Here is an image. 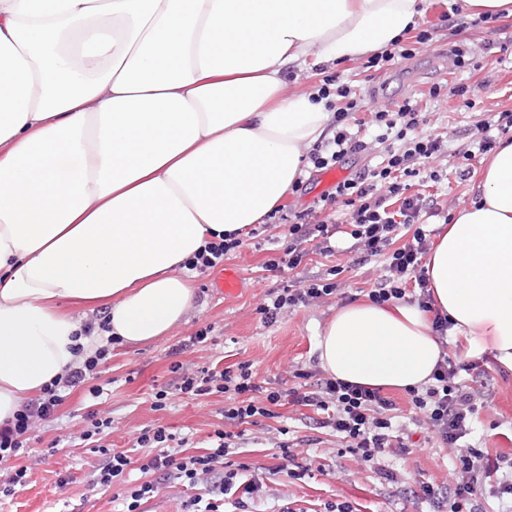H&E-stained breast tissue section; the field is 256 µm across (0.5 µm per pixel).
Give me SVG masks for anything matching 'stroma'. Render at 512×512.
<instances>
[{
    "mask_svg": "<svg viewBox=\"0 0 512 512\" xmlns=\"http://www.w3.org/2000/svg\"><path fill=\"white\" fill-rule=\"evenodd\" d=\"M449 0H429V6L418 26L432 30L433 40L412 57L394 58L378 71L367 68L365 60L323 64L316 67L288 65L285 76L289 88L317 91L329 75L340 76L362 94V121L359 136L366 143L365 151L350 156L338 168L352 176L379 162L384 150L375 140L376 112L394 108L403 99H420L422 92L436 83H447L446 96L428 102L423 124L425 135H438L448 142V154L430 160L433 168L446 170L447 180L424 188L426 199L436 200L441 216L429 218L426 230L438 231L444 214L470 200L471 178L474 171L486 166V159L473 160L460 166L456 150L469 147L483 136L485 123L500 112L512 111V15L475 29L451 31L440 25L439 17ZM464 41L471 49L473 68L457 69L446 49L450 40ZM339 249L335 257L344 271L337 278L340 291L323 303L302 307L280 318L272 325L260 321L256 312L266 291L277 278L297 280L322 273L321 264L311 261L294 270H283L273 276L267 264L278 260L280 253L272 244L256 249L250 237H243L241 247L226 259V266L235 268L240 276L238 291L227 296L214 286L216 270L194 273L197 299L187 316L169 333L151 341L132 345L118 344L99 379L106 392L99 409L112 420V432L102 443L110 448L128 451L140 458L142 449L135 442L139 431L160 423L178 429L194 445H201L222 419V396L190 397L171 393L167 408H151L152 388L169 381V366L179 361L188 365L218 362L228 366L239 361L251 363L258 379L277 382L295 367L317 369L320 366L317 340L325 326L343 305V296L357 295L359 290L372 288L383 274L381 260L355 264L350 253L348 235H338ZM214 325L216 342L186 352H178L180 341L187 339L205 325ZM487 383L492 400L480 412L478 436L487 438L489 447L510 448L512 441V370L485 360ZM85 391L76 389L66 397L56 417L50 422H38L36 438L28 457L21 463L28 468V482L13 499L0 503V512H118L111 491L90 488L86 477L98 466L100 454L84 448L79 437L85 427ZM274 436L256 430L249 452L239 459L249 465L254 479L262 488L256 497V512H274L283 500L294 501L303 512H321L328 501H347L356 512H430L429 503L414 500L410 490L416 480L427 478L439 484L454 480L448 449L436 441H420L407 459L389 460L390 469L399 472V482L378 478L369 469L358 466L347 457H338L339 440L322 436L319 444L310 446L309 457L314 463L325 464V471L292 480L285 475L267 477L266 467L274 463ZM69 471L73 477L66 489H59V472Z\"/></svg>",
    "mask_w": 512,
    "mask_h": 512,
    "instance_id": "stroma-1",
    "label": "stroma"
}]
</instances>
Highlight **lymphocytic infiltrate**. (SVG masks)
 Instances as JSON below:
<instances>
[{
  "label": "lymphocytic infiltrate",
  "instance_id": "f902f5d3",
  "mask_svg": "<svg viewBox=\"0 0 512 512\" xmlns=\"http://www.w3.org/2000/svg\"><path fill=\"white\" fill-rule=\"evenodd\" d=\"M322 97L330 94L345 98L344 108L336 114V133L332 140L317 145L309 155L316 172L335 168L344 157L364 152L363 140L350 132L346 119L357 108V93L348 84L321 87ZM422 119L418 103L406 100L395 109L377 113V139L388 146L381 162L358 175L336 183L304 210L295 213L293 222L276 216V223H287L288 239L284 241L280 260L270 263V270L280 266L297 268L311 255L328 259L336 254V236L344 232L352 240V251L364 259L379 258L384 275L368 299L378 305L397 301L417 304L432 315V330L439 340H447L452 323L436 313L421 266L424 255L434 243L421 224L429 210L421 194L412 193L410 181L438 184L444 173L435 168L418 169V160H428L447 153L448 146L437 136H421L417 128ZM347 209L343 224L327 220L325 213L334 205ZM342 266L329 267L325 274L303 280H289L269 288L258 313L263 322L273 323L301 307L319 304L336 294L335 278ZM115 343L107 338L83 362L67 368L34 398L25 401L12 418L0 422V498L15 495L27 484L26 468L16 466L34 439L36 421L50 419L64 400V392L80 384H88L86 398L97 401L104 393L94 380L100 365L105 364ZM173 375L171 388H160L152 398V408L164 410L169 389L192 396L223 395L221 427L209 434L202 451L188 450L187 438L177 437L169 427L153 424L144 427L137 447L147 454L137 463L145 481L129 484L126 476L132 463L127 451L102 446L103 434L111 432V418L88 409L80 439L105 461L90 480L92 486L121 490L125 512H142L143 505L154 498L162 479L173 477L194 488L210 485L209 501L192 496L183 512H222L232 504L233 512H250L251 495L259 490L255 481L245 479L247 466L235 461L241 445L249 441L251 428L262 420L277 418V410L286 405L310 408L320 419V428L340 437L345 451L362 466L377 470L380 477L396 480L395 472L381 468L387 456L406 458L411 450L400 436L398 420L403 408L424 414L429 431L440 447L456 449L454 483L439 485L419 482L414 498L433 505L435 512H481L482 501L497 500L512 510V456L487 448L473 434L489 398L487 372L476 362H465L443 356L435 369L431 384L405 391L406 405L398 407L391 397L378 389H368L297 368L290 371L289 387H267L255 380L252 366L239 362L218 366L187 367L175 362L169 367Z\"/></svg>",
  "mask_w": 512,
  "mask_h": 512
}]
</instances>
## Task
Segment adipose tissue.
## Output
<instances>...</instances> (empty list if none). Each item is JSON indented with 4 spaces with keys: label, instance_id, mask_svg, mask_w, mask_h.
<instances>
[{
    "label": "adipose tissue",
    "instance_id": "obj_1",
    "mask_svg": "<svg viewBox=\"0 0 512 512\" xmlns=\"http://www.w3.org/2000/svg\"><path fill=\"white\" fill-rule=\"evenodd\" d=\"M427 0H0V421L91 353L107 310L140 344L194 303L184 263L279 207L332 119L289 91V63L357 60ZM425 264L464 360L512 369V141L472 179ZM320 365L367 388L427 385V312L359 301L319 336ZM59 308L63 313L72 315L73 317L80 319L82 323L96 322L97 319L104 316L105 313L107 312L106 308H98L95 312H90L88 309H84L82 308V306L76 305L75 303L69 301H61ZM105 318L106 316L100 319L101 322L99 323V327H101L102 329H105L106 325H109V321ZM83 326L85 333L84 335H88L93 329L92 323H85L83 324Z\"/></svg>",
    "mask_w": 512,
    "mask_h": 512
}]
</instances>
